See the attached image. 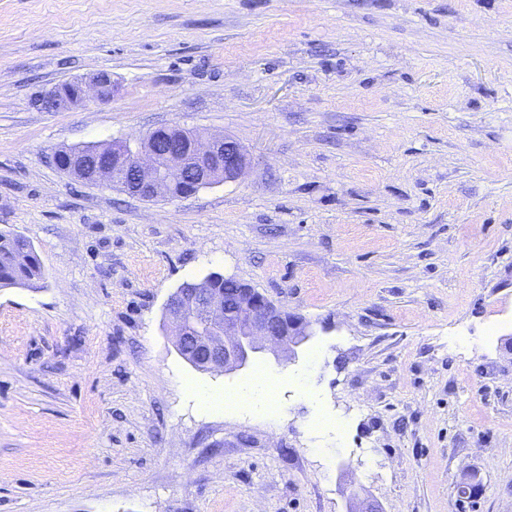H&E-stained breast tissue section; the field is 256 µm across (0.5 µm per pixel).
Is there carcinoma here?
Wrapping results in <instances>:
<instances>
[{
  "label": "carcinoma",
  "mask_w": 512,
  "mask_h": 512,
  "mask_svg": "<svg viewBox=\"0 0 512 512\" xmlns=\"http://www.w3.org/2000/svg\"><path fill=\"white\" fill-rule=\"evenodd\" d=\"M94 161L91 146L74 149L71 166L88 173ZM46 279L45 271L31 243L24 237L0 232V288L36 287Z\"/></svg>",
  "instance_id": "carcinoma-1"
}]
</instances>
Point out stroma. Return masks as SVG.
<instances>
[{
	"label": "stroma",
	"instance_id": "stroma-1",
	"mask_svg": "<svg viewBox=\"0 0 512 512\" xmlns=\"http://www.w3.org/2000/svg\"><path fill=\"white\" fill-rule=\"evenodd\" d=\"M171 125L245 174L145 201L50 161ZM0 230L46 274L0 288V512H512V0H0ZM212 272L311 322L295 360L177 352ZM259 367L272 418L184 387ZM113 89L111 73L101 71L88 81L73 80L58 84L42 96L40 105L62 110L77 107L90 99L103 102L112 97Z\"/></svg>",
	"mask_w": 512,
	"mask_h": 512
}]
</instances>
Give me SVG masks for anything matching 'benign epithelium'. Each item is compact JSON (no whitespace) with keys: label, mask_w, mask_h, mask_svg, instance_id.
<instances>
[{"label":"benign epithelium","mask_w":512,"mask_h":512,"mask_svg":"<svg viewBox=\"0 0 512 512\" xmlns=\"http://www.w3.org/2000/svg\"><path fill=\"white\" fill-rule=\"evenodd\" d=\"M112 74L101 71L87 81L61 83L40 99L41 106L70 109L93 99L112 97ZM192 165L195 187L238 180L247 155L233 138H201L178 126L161 127L131 144L112 142V164H96L95 177L104 184L120 175L127 193L144 200H176L169 186ZM165 318L179 354L202 371L232 373L247 368L256 355L280 354L293 360L312 333L310 323L276 306L252 288L241 287L226 300L224 292L203 280L191 288L180 285L166 301Z\"/></svg>","instance_id":"7a95c632"}]
</instances>
